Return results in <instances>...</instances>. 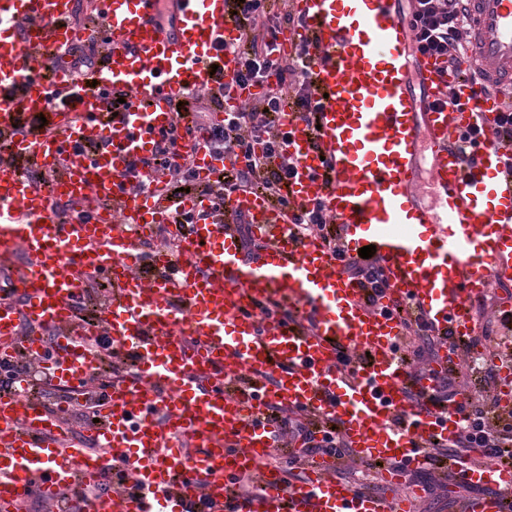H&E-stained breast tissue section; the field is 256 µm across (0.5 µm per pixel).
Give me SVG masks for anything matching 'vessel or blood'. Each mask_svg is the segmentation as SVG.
Segmentation results:
<instances>
[{"label": "vessel or blood", "instance_id": "obj_1", "mask_svg": "<svg viewBox=\"0 0 512 512\" xmlns=\"http://www.w3.org/2000/svg\"><path fill=\"white\" fill-rule=\"evenodd\" d=\"M396 4L298 0L294 34L311 46L315 121L289 104L280 115L296 166L291 201L323 202L347 255L375 248L388 289L372 306L341 261L298 237L290 214L263 194L235 193L221 214L196 196L134 191L144 174L136 160L192 117L193 94H218L224 111L245 98L238 60L222 50L240 36L228 0H92L109 40L79 86L53 65L62 47L86 38L72 23L75 0H0V135L22 166L53 175L47 190L0 162L9 293L0 300V362L38 360L76 394L103 361L88 347L95 330L137 356L136 376L105 389L101 418L81 440L39 399L0 393V512H15L33 487L52 505L65 488L109 483L116 466L132 489L101 493L87 512H407L398 472L385 471L390 490L377 497L319 461L290 486L268 463L272 409L282 405L335 425L358 460L424 465L425 441L453 438L459 417L410 407L408 388L433 382L400 356L397 308L412 302L434 333L472 344L473 306L491 284L512 281V149L491 141L512 96L487 95L432 56L409 59L411 32ZM468 8L461 68L477 62L489 80L512 85V0ZM106 90L131 92L133 110L107 114ZM24 112L48 115L49 131L18 132ZM473 130L475 143L462 148ZM425 157L434 214L415 201ZM178 211L197 214L189 230L174 223ZM229 211L264 242L256 257L243 256ZM162 224L179 237V256L146 249ZM91 275L112 287L94 330L77 318ZM271 300L295 321L266 317ZM342 351L366 355L348 378L336 369ZM448 467L501 489L465 512H512L511 467L472 457ZM249 475L261 492L238 496Z\"/></svg>", "mask_w": 512, "mask_h": 512}]
</instances>
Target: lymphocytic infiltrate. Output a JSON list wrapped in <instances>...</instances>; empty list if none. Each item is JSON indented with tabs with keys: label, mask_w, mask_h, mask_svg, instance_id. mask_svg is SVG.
I'll return each mask as SVG.
<instances>
[{
	"label": "lymphocytic infiltrate",
	"mask_w": 512,
	"mask_h": 512,
	"mask_svg": "<svg viewBox=\"0 0 512 512\" xmlns=\"http://www.w3.org/2000/svg\"><path fill=\"white\" fill-rule=\"evenodd\" d=\"M230 8L243 31L242 38L229 47L239 61L237 83L243 89L259 86V93L219 121L212 117L214 99L206 95L195 97L196 126L174 125L152 156L141 160L146 175L138 190L171 196L176 189L190 188L207 196L217 210L224 209L233 193L259 191L291 212L299 236L320 238L343 258L345 272L366 289L368 303L376 304L387 288L381 267L347 256L322 203L296 207L287 194L295 162L288 153V135L280 127L279 115L287 101L303 116L313 114L314 88L309 79L312 56L305 42L292 54H281L277 40L282 26H299L303 19L290 9L271 13L269 0H231ZM469 20L467 0H411L408 24L413 34V53L441 58L450 68H457L460 33ZM201 150L219 159L232 158L233 163L218 179H201L195 163ZM445 343V338L433 335L418 318L402 323L400 347L409 363L424 362ZM460 376V365H448L444 371L434 373L435 384L429 397L418 392L410 395L414 404L426 399L441 409L454 408L460 417V429L453 441L427 442L426 470L430 473L438 472L444 459L475 449L492 461L512 459V420L498 417L494 400L487 396L461 397L457 383ZM108 385L107 379L94 378L92 391L76 396L48 383L44 386L45 406L53 411L61 408L60 403L65 400L69 403L64 410L65 421L93 419L99 405L96 393ZM274 417L287 447L275 449L271 461L285 475L306 468L319 456L337 463L349 457V447L336 428L321 429L312 416L285 408L277 409Z\"/></svg>",
	"instance_id": "1"
}]
</instances>
